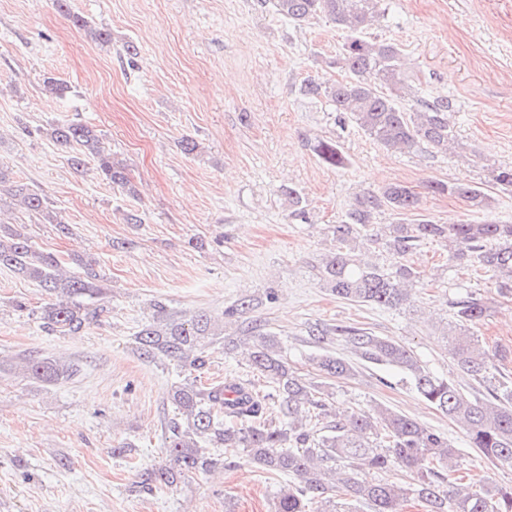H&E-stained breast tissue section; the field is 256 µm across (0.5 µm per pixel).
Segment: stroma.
I'll list each match as a JSON object with an SVG mask.
<instances>
[{
	"instance_id": "35a3bbf8",
	"label": "stroma",
	"mask_w": 512,
	"mask_h": 512,
	"mask_svg": "<svg viewBox=\"0 0 512 512\" xmlns=\"http://www.w3.org/2000/svg\"><path fill=\"white\" fill-rule=\"evenodd\" d=\"M0 0V163L28 183L58 224L18 201L0 204V227L53 254L68 273L92 265L104 311L71 334L46 331L52 298L0 268V512H274L283 480L242 451L211 449L214 467L171 486L145 484L168 462L167 398L187 371L180 362L140 357L135 335L196 313L218 332L208 345L203 385H246L272 397L269 379L224 311L257 299V316L289 367L318 386L337 415L382 405L448 435L461 472L512 486V465H493L468 445L461 426L425 402L401 372L378 366L346 379L324 378L314 325H354L411 348L421 363L471 395L482 389L451 359L445 333L458 294L488 298L476 328L494 352L496 380L512 383V296L477 266L449 267L442 243L427 240L409 260L424 288L398 309L353 305L333 295L316 268L336 249L331 227L363 193L400 183L420 193L421 212L440 224L470 219L459 198L426 192L430 180L466 181L492 200L489 219L512 222V186L495 184L486 164L512 166V0H385L370 37L397 43L424 95L452 100L466 156L398 153L324 103L299 96L307 78L330 82L325 67L341 35L324 18L288 24L259 0ZM108 31L93 42L73 16ZM134 55H127V47ZM68 85L51 94L46 78ZM63 122L97 130L122 163L131 189L99 175L94 159L71 163L78 146L56 144ZM314 137L339 140L350 164L334 169L308 150ZM196 146L186 154L183 139ZM303 199L294 220L285 187ZM142 221L130 224L128 213ZM68 232H60V224ZM77 367L47 384L23 376L21 357ZM388 378L390 387L380 386Z\"/></svg>"
}]
</instances>
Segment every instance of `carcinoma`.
<instances>
[{
    "label": "carcinoma",
    "mask_w": 512,
    "mask_h": 512,
    "mask_svg": "<svg viewBox=\"0 0 512 512\" xmlns=\"http://www.w3.org/2000/svg\"><path fill=\"white\" fill-rule=\"evenodd\" d=\"M265 2L298 27L325 17L343 34L339 51L328 66L345 71L344 78L331 83L307 79L299 87L302 97L325 102L337 113L339 123H354L390 151L425 149L454 156L463 152L448 97L427 99L407 74L402 48L367 36V30L385 13L383 0ZM50 137L61 145L79 146L73 164L79 166L83 157L93 156L107 180L120 187L128 185L125 167L104 154L94 128L81 123L57 124ZM309 149L328 167L344 169L349 165L348 156L335 139L318 138ZM427 189L458 197L475 213L491 206L488 194L471 183L432 181ZM283 192L292 201V216L306 221L300 193L292 187ZM5 195L20 201L28 211L45 212L43 197L14 180L8 168L0 164V201ZM420 202L419 193L398 183L360 196L345 219L333 227L337 249L319 266L320 282L341 299L379 308L393 309L408 300L421 284L420 273L413 266L399 263L389 269L355 255L362 231L387 209L397 216L396 222L381 227V241L389 252L405 257L425 240L446 242L448 266L478 263L497 276L500 293H512V223L484 219L437 224L419 217ZM0 266L57 298L41 312L45 329L78 332L99 317L100 307L92 300L98 298L101 288L92 269L68 274L55 258L32 248L15 232L0 233ZM451 307L457 332L451 337L449 354L460 370L485 384L492 379L490 354L479 345L473 329L486 317L487 302L468 293L452 301ZM240 330L255 339L250 365L275 384L277 400L271 402L244 386L204 387L194 380L173 386L168 399L178 410V418L166 437L172 466L151 472L150 482L167 486L181 474L212 467L214 459L199 445V440L205 439L216 448L240 449L263 469L292 479L279 489L275 512H357L359 505L367 506L370 512H403L411 498L422 502L425 512H512V486L446 484L445 473L432 461L446 463L450 469L456 463L457 451L447 435L378 405L367 412L329 420L327 405L288 368L275 340L253 322ZM333 334L344 342L347 354L321 356L318 367L324 375H354V358L394 367L432 407L463 423L470 447L493 464H512V390L495 386L487 389L484 397L471 399L455 384L424 367L410 348L363 328H318L312 336L323 342ZM213 335L211 317L199 313L161 327L145 324L135 340L141 357L171 358L200 374L209 363L204 342ZM22 370L45 383L73 375L71 367L50 358H24ZM312 407L322 410L327 419L325 433L319 438L308 423ZM275 411L288 416V427L272 425ZM226 416L238 424L224 425ZM391 470L409 474L411 482L366 477L373 471ZM339 484L346 492L344 499L335 494ZM315 503L318 508L313 511Z\"/></svg>",
    "instance_id": "obj_1"
}]
</instances>
